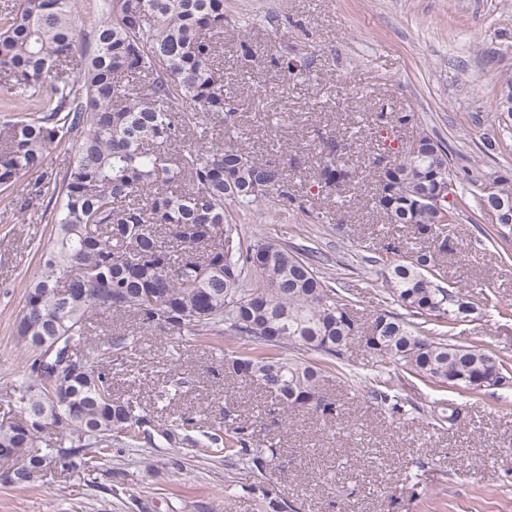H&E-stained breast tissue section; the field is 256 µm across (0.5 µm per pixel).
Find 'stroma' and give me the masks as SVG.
<instances>
[{
  "mask_svg": "<svg viewBox=\"0 0 512 512\" xmlns=\"http://www.w3.org/2000/svg\"><path fill=\"white\" fill-rule=\"evenodd\" d=\"M224 90L251 154L280 160L295 204L264 201L241 211L247 239L264 236L310 243L331 261V273L365 313L391 308L386 269L375 246L409 232L373 206L384 132L407 150L418 130L440 137L458 164L512 171V131L496 119L501 83L512 77V0H224ZM248 45L252 59L240 47ZM308 61L286 76L271 57ZM344 148L350 180L343 193L314 190L315 145ZM500 143L498 153L483 149ZM45 198L20 187L16 203L0 201V414L22 374L13 336L24 293L48 240L40 220ZM466 209L452 226L454 251L440 256L441 285L466 288L484 308L465 323L463 339L478 337L512 361V243L495 244L489 219L473 223ZM137 341L112 364L115 395L135 393L151 416L138 447L113 445L97 461L95 484L83 473L23 489L0 484V512H271V492L288 512H512V380L481 394L440 390L394 364L373 365L352 349L321 357L333 374L330 395L337 426L306 414L284 423L261 389L226 379L218 353L185 337L160 347L157 336L125 320ZM181 381L174 407L197 423L231 415L250 423L252 444L274 442L283 454L262 471L228 466L200 446L177 448L165 435L171 408L156 398ZM391 381L406 411L395 417L368 396ZM462 409L455 424L430 417L438 401Z\"/></svg>",
  "mask_w": 512,
  "mask_h": 512,
  "instance_id": "1",
  "label": "stroma"
}]
</instances>
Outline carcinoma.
<instances>
[{
  "label": "carcinoma",
  "instance_id": "obj_1",
  "mask_svg": "<svg viewBox=\"0 0 512 512\" xmlns=\"http://www.w3.org/2000/svg\"><path fill=\"white\" fill-rule=\"evenodd\" d=\"M98 23L81 29L76 0H16L0 7V197L15 198L22 180L49 197L41 220L52 245L42 255L14 325L28 360L14 387L30 426L0 422V448H39L54 465L43 474L96 471V456L124 437L133 444L149 423L138 397L112 392V358L134 338L121 328L90 341L104 314L137 318L161 336H193L224 353V374L257 385L288 414L327 420L336 403L317 396L331 372L314 356L339 357L360 344L376 363L448 389L478 394L497 386L508 362L489 346L457 341V328L476 313L458 288L436 282L437 256L452 249L456 197L437 208L426 202L435 182L469 186L477 215L503 208L512 214V174L491 177L479 168L456 169L448 145L423 130L403 153L399 179L378 181L372 200L391 224L413 230L433 249L407 262L400 245L383 244L389 297L406 311L373 314L368 330L357 304L332 285L322 253L309 246L261 237L243 242L235 212L272 194L290 199L274 157L256 158L214 138L233 127L218 52L224 0H97ZM69 147L66 172L48 171V158ZM319 188L341 192L349 179L334 139L317 153ZM122 288L123 304L104 305L93 288ZM56 345L49 351L41 344ZM89 376L53 377L61 363ZM71 394L64 419L52 416L55 397ZM377 402L402 414L391 386L373 391ZM314 402L295 406L292 397ZM459 407L440 402L433 420L455 422ZM191 418H172L173 445H197L185 434ZM216 452L258 471L277 460L273 444L249 448V427L220 423Z\"/></svg>",
  "mask_w": 512,
  "mask_h": 512
}]
</instances>
